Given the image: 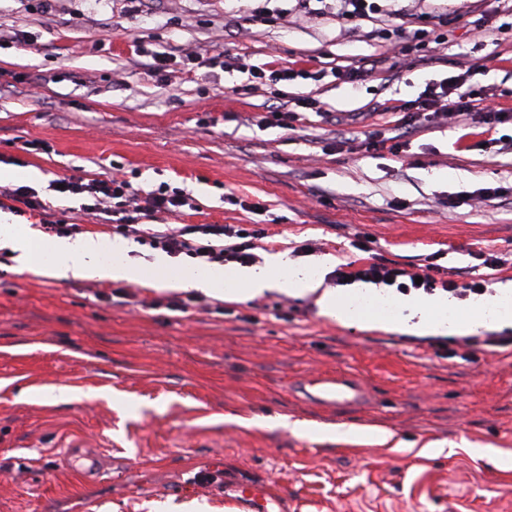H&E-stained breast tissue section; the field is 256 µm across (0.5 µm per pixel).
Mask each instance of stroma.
Instances as JSON below:
<instances>
[{
    "mask_svg": "<svg viewBox=\"0 0 512 512\" xmlns=\"http://www.w3.org/2000/svg\"><path fill=\"white\" fill-rule=\"evenodd\" d=\"M360 24L320 0H0V186L27 185L63 224L114 236L79 196L51 182L120 166L150 190L166 182L194 205L161 224H261L257 263L411 265L436 258L449 278L479 276L480 253L506 258L491 291L512 283V150L469 125L403 127L410 158L366 147L380 110L471 71L487 92L512 89V11L501 0H383ZM444 40L426 43L429 14ZM414 32L399 72L367 74L399 27ZM199 52L140 69L132 41ZM214 56L309 71L279 90L211 66ZM312 99L331 109L319 119ZM287 108L295 130L260 126ZM39 143L36 151L25 144ZM21 170L25 179L13 178ZM446 170L466 172L448 181ZM504 186L484 205L469 192ZM454 211L440 216V201ZM373 239L357 250V235ZM311 244V252L297 246ZM174 293L120 281H58L0 250V512H151L198 499L240 512L225 484L265 486L278 512H512V329L471 361L442 359L443 336L360 331L322 317L315 297L202 296L187 315ZM350 374L357 408L314 403L313 374ZM73 401L55 402L58 390ZM257 416L313 426L297 435ZM381 430L353 443L328 426ZM491 447L488 456L479 455ZM106 477L93 480L89 460Z\"/></svg>",
    "mask_w": 512,
    "mask_h": 512,
    "instance_id": "35a3bbf8",
    "label": "stroma"
}]
</instances>
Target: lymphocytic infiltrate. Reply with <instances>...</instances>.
I'll list each match as a JSON object with an SVG mask.
<instances>
[{
	"instance_id": "obj_1",
	"label": "lymphocytic infiltrate",
	"mask_w": 512,
	"mask_h": 512,
	"mask_svg": "<svg viewBox=\"0 0 512 512\" xmlns=\"http://www.w3.org/2000/svg\"><path fill=\"white\" fill-rule=\"evenodd\" d=\"M487 93L483 88L471 86L468 74L444 79L438 86L426 88L423 95L413 101H395L387 104L386 113L397 116L398 126L422 121L441 120L455 124L479 114L486 130L512 121V110L486 106ZM64 193L83 195L94 205L107 206L118 222L113 225L115 233L133 238L171 256L187 255L202 264L238 263L250 264L256 240L265 238V228L256 224H186L166 227L162 230L145 228L143 219L157 213H176L188 206L190 197L180 190L166 186L146 192L136 188L126 179L110 176L104 179L75 176L61 177ZM0 198L22 204L26 213L42 216V229L48 234L72 235L79 232L76 224H60L47 217L49 207L28 186L0 190ZM440 265L430 262L418 267H407L383 258L353 268L343 265L336 268V282L365 280L369 282H392L397 292L406 295L419 289L432 295L442 291L462 298L484 295L487 291L485 279L455 281L442 278Z\"/></svg>"
}]
</instances>
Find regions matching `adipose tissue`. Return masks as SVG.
<instances>
[{"instance_id": "ef3b65f1", "label": "adipose tissue", "mask_w": 512, "mask_h": 512, "mask_svg": "<svg viewBox=\"0 0 512 512\" xmlns=\"http://www.w3.org/2000/svg\"><path fill=\"white\" fill-rule=\"evenodd\" d=\"M2 247L13 253L20 268L57 280H128L157 289L195 291L224 301H245L270 291L313 294L321 315L360 330L458 336L512 326V285L498 294L479 297L463 309L449 295L391 300L362 284L349 294H339L324 287L320 266L293 263L283 253L252 267L173 268L161 258L151 264L130 261L122 243L108 245L98 236L58 237L43 244L33 231L7 221H0Z\"/></svg>"}]
</instances>
